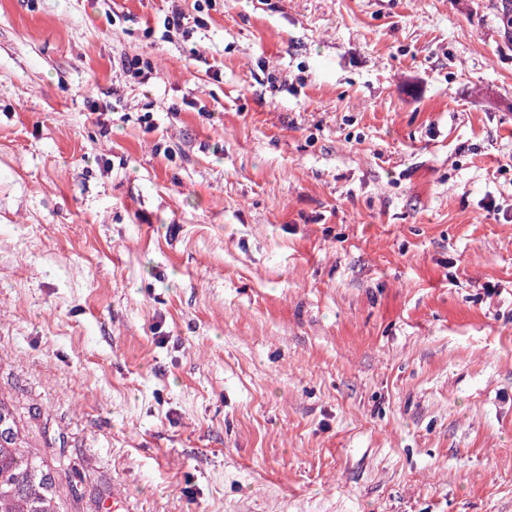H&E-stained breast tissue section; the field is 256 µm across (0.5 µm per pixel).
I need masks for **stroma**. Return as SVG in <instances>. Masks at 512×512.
<instances>
[{
    "instance_id": "35a3bbf8",
    "label": "stroma",
    "mask_w": 512,
    "mask_h": 512,
    "mask_svg": "<svg viewBox=\"0 0 512 512\" xmlns=\"http://www.w3.org/2000/svg\"><path fill=\"white\" fill-rule=\"evenodd\" d=\"M501 8L0 0V400L66 512H512Z\"/></svg>"
}]
</instances>
